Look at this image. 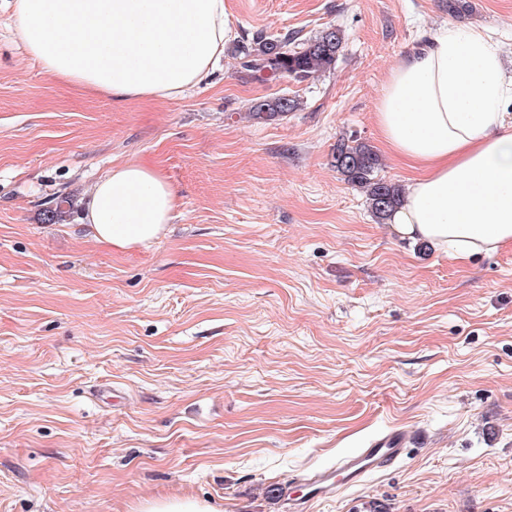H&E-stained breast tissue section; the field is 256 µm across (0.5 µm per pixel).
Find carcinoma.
Here are the masks:
<instances>
[{"label": "carcinoma", "mask_w": 512, "mask_h": 512, "mask_svg": "<svg viewBox=\"0 0 512 512\" xmlns=\"http://www.w3.org/2000/svg\"><path fill=\"white\" fill-rule=\"evenodd\" d=\"M344 40L343 31L332 26L308 39L297 33L276 36L259 30L251 41L236 46L235 55L242 67L251 71L304 82L334 68ZM300 106L295 97L265 99L251 106L248 118L273 120L297 111ZM331 166L348 183L362 190L377 223H385L401 205L403 189L378 175L379 156L367 143L357 138L339 139L332 150Z\"/></svg>", "instance_id": "carcinoma-1"}]
</instances>
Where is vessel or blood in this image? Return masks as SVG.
<instances>
[{"instance_id":"vessel-or-blood-1","label":"vessel or blood","mask_w":512,"mask_h":512,"mask_svg":"<svg viewBox=\"0 0 512 512\" xmlns=\"http://www.w3.org/2000/svg\"><path fill=\"white\" fill-rule=\"evenodd\" d=\"M409 442V433L394 427L364 448L337 458L332 466L291 478L290 483L298 492L288 497L289 512H309L312 503L334 498L345 488L362 485L373 474L398 463Z\"/></svg>"}]
</instances>
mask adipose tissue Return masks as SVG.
Listing matches in <instances>:
<instances>
[{
	"mask_svg": "<svg viewBox=\"0 0 512 512\" xmlns=\"http://www.w3.org/2000/svg\"><path fill=\"white\" fill-rule=\"evenodd\" d=\"M27 53L67 83L125 100H173L209 78L236 37L227 0H14ZM512 79L481 31L441 27L390 70L375 112L391 153L422 171L392 228L463 260L512 244ZM175 196L157 169L126 164L83 215L116 249L147 247Z\"/></svg>",
	"mask_w": 512,
	"mask_h": 512,
	"instance_id": "obj_1",
	"label": "adipose tissue"
}]
</instances>
